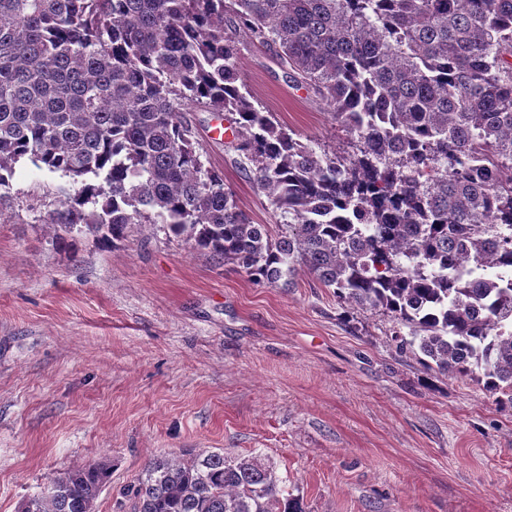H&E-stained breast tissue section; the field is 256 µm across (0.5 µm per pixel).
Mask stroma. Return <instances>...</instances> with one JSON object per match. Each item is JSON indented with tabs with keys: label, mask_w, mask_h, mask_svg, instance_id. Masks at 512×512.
I'll list each match as a JSON object with an SVG mask.
<instances>
[{
	"label": "stroma",
	"mask_w": 512,
	"mask_h": 512,
	"mask_svg": "<svg viewBox=\"0 0 512 512\" xmlns=\"http://www.w3.org/2000/svg\"><path fill=\"white\" fill-rule=\"evenodd\" d=\"M236 38L281 123L346 144L268 49ZM183 117L253 223H282L240 169L230 121ZM76 189L27 160L0 189V512L94 462L111 469L96 512H116L151 460L222 449L269 459L306 512H512V412L475 378L427 369L386 313L350 309L301 270L257 284L158 224L113 247L57 241L49 216Z\"/></svg>",
	"instance_id": "1"
}]
</instances>
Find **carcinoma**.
<instances>
[{
	"label": "carcinoma",
	"mask_w": 512,
	"mask_h": 512,
	"mask_svg": "<svg viewBox=\"0 0 512 512\" xmlns=\"http://www.w3.org/2000/svg\"><path fill=\"white\" fill-rule=\"evenodd\" d=\"M355 137L317 152L242 77L236 31ZM232 116L244 171L288 217L251 223L181 112ZM28 159L81 187L50 224L107 246L136 224L257 283L305 269L411 328L425 364L512 411V0H0V187ZM109 467L22 512H96ZM260 455L181 454L129 512H306Z\"/></svg>",
	"instance_id": "cac0c4a2"
}]
</instances>
